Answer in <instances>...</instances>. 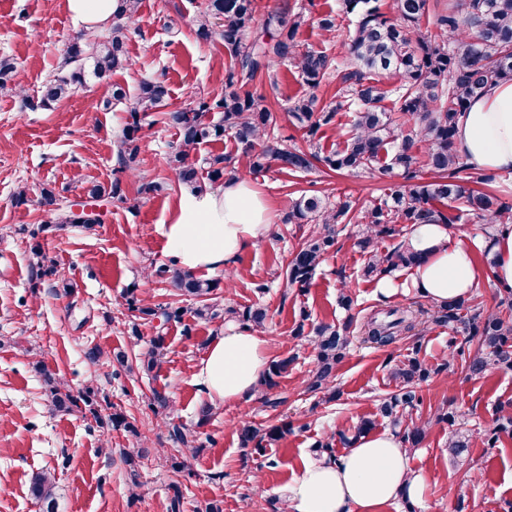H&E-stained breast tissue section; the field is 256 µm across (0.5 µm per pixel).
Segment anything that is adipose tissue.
<instances>
[{
    "label": "adipose tissue",
    "mask_w": 512,
    "mask_h": 512,
    "mask_svg": "<svg viewBox=\"0 0 512 512\" xmlns=\"http://www.w3.org/2000/svg\"><path fill=\"white\" fill-rule=\"evenodd\" d=\"M455 141L473 169L512 178L511 81L487 86L470 102L458 118ZM267 212L264 197L246 179L185 195L177 220L165 228L167 248L183 269H228L268 233ZM408 242L419 261L406 278L382 277L376 288L384 295L404 283L436 304L468 295L478 276L474 254L481 248L490 251L495 281L512 287V224L495 225L488 238L449 224H416ZM268 363L262 333L230 324L209 347L195 382L211 401L235 404L255 391ZM426 481L395 434L372 433L339 459L305 461L284 486L283 498L289 512H385L397 500L418 499Z\"/></svg>",
    "instance_id": "1"
}]
</instances>
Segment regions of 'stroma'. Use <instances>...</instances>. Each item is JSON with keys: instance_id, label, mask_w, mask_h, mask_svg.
I'll return each instance as SVG.
<instances>
[{"instance_id": "obj_1", "label": "stroma", "mask_w": 512, "mask_h": 512, "mask_svg": "<svg viewBox=\"0 0 512 512\" xmlns=\"http://www.w3.org/2000/svg\"><path fill=\"white\" fill-rule=\"evenodd\" d=\"M205 6L206 0H141L136 29L125 42L131 65L112 80L133 95L141 81L158 78L168 97L163 111L142 120V150L130 173L120 171L117 158L128 114L105 104L102 84L90 79L54 108L30 107L80 31L67 0H0V58L13 62L17 87L16 93H0V512H42L29 487L44 473L52 477L57 512H164L175 480L184 495L181 512H206L214 502L224 512H277L282 487L304 461L316 457L318 442L374 417L380 401L399 388L393 366L414 352L427 364L444 363L448 369L421 383L422 404L413 421L447 407L466 429L483 430L493 425L498 403L512 398V371L468 377L460 362L448 359V329L435 325L380 348L354 338L336 369L338 398L325 403L307 392L316 359L315 327L347 316L339 304L342 286L351 288L357 311L429 306L412 290L388 301L379 298L375 279L363 275L366 257L353 224L340 233L309 288H287L286 264L309 231L305 224L284 223L292 199L306 192L332 203L349 196L367 204L383 199L394 185L368 171L340 174L320 165L295 175L274 166L254 177L269 206V232L231 270L198 273L210 280L232 275L230 288L213 293L219 307L267 308L263 331L271 358H296L269 393L277 407L265 406L256 395L234 405L213 404L199 390L193 376L224 325L196 318V301L178 296L154 271L175 265L164 230L192 191L175 177L172 158L179 139L164 114L224 91L222 45L196 36V19ZM310 9L299 41L341 58L339 45L317 24L318 17L335 15L340 35H348L352 25L341 16L339 0H316ZM253 89L278 113L277 135L304 146L302 131L287 116L295 98L312 92L297 73L273 66L271 75L256 78ZM144 179L160 183L161 192L142 193ZM116 180L127 203L106 206L102 223L90 229L53 227L52 213L39 203L42 188L49 187L66 201L86 204L92 185ZM22 189L29 202L19 207L15 194ZM36 240L58 274L34 289L29 263ZM66 283L72 294L64 293ZM131 291L149 297L153 306L173 304L185 313L170 323L142 318L127 308ZM158 335L165 338L163 363L150 374L127 372L106 359L94 364L85 356L96 346L135 358ZM38 361L73 389H97L99 401L127 415L138 435L121 429L106 435L91 415L54 410L33 369ZM156 390L169 397L168 408L153 405ZM206 406L212 414L205 421ZM243 417L264 426L287 421L291 427L259 460L242 448L235 431ZM175 425L194 430L197 451L170 439ZM451 432L447 424L433 425L421 446L409 452L411 466L427 476L416 512H454L460 502L465 512H502L505 501H512V439L494 449L477 441L456 457L448 449ZM133 447L146 451L134 478L121 459L122 449ZM171 457L183 461V472L172 473Z\"/></svg>"}]
</instances>
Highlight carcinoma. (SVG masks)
Segmentation results:
<instances>
[{
	"mask_svg": "<svg viewBox=\"0 0 512 512\" xmlns=\"http://www.w3.org/2000/svg\"><path fill=\"white\" fill-rule=\"evenodd\" d=\"M139 2L123 0L125 8L112 17L108 34L83 31L77 36L45 84L40 107L48 109L65 98L73 85L86 81L88 73L102 80L130 66L124 39L128 27L137 19ZM384 2L341 0L343 13L355 15L356 20L353 32L342 42L345 63L339 66L329 54L304 50L296 40L307 22L305 12L284 17L278 11H270L260 25L256 0H208L198 19L197 35L205 41L217 39L224 47V94L166 113L167 121L181 137L175 171L177 180L184 184L197 183L202 169L215 183L237 178L243 171L259 175L272 162L290 174L309 171L319 163L335 172L368 169L382 177L402 179L387 198L362 207L348 197L332 204L315 194H302L292 201L283 223L308 224L310 231L287 265L285 279L291 286H309L324 256L336 246L340 224L362 226L358 245L367 256L364 275L379 279L417 261L403 239L384 255L375 251L377 240L400 235L399 224H455L463 212L485 220L490 227L512 223V203L487 189L495 182L496 174L471 173L455 146L457 117L468 103L489 84L512 81V0H457L451 11L436 16L432 31L421 27L429 11L428 0H393L387 9ZM259 25L263 35L255 36L253 30ZM276 63L292 66L311 89L332 75L339 79L342 88L335 101L319 109L317 96L311 93L291 103L288 117L312 141L338 112L348 110L352 112L350 138L328 152L313 144L305 151L274 134L277 115L270 110L266 98L255 94L250 85L257 74ZM389 77L397 84L388 86L385 79ZM106 92L129 112L131 122L120 142L119 155L123 162L132 163L141 151V118L163 106L168 89L162 82L150 80L142 82L132 97L118 84L107 85ZM387 100L392 101L393 109L386 107ZM394 111L402 119L394 118ZM212 112L221 114L220 122L209 120ZM226 134L235 141V155L209 156L198 166L188 162L190 152L198 145ZM422 169L429 174L425 181L419 177ZM90 194L94 198L107 197L113 203L126 202L118 180L107 189L95 185ZM41 203L57 205L54 214L58 224L91 228L102 222L98 213L73 211L49 189L43 190ZM455 203L460 208L453 209ZM31 254V283L35 289L55 274V267L40 244L31 248ZM168 279L180 295L188 297L207 296L219 287L218 282L201 280L185 270L172 271ZM468 302L466 297H451L443 305H431L428 312V322L446 327L453 334L448 341V357L461 360L471 377H481L492 369L512 370V288L503 289L496 310L470 306ZM126 304L142 315L156 314L147 299L133 293L127 296ZM224 316L242 329L259 330L264 326L266 311L228 306ZM351 326L349 321L338 326L321 323L315 328L317 364L307 389L328 401L337 397L335 371L346 356ZM415 327L412 313L401 309L387 311L384 319L373 314L362 324L366 341L382 346ZM163 350L164 337L158 335L151 349L138 357L140 369L149 374L160 368ZM418 354L414 351L406 363L394 368L393 376L400 380L401 387L379 407L380 416L395 427L401 425L407 410L418 405L416 386L448 370V363L433 368ZM292 363L290 357L271 361L262 388H275ZM34 370L49 388L57 408L88 413L102 428L122 427L135 432L122 412L102 414L93 387L74 391L41 363H35ZM434 423L452 427L456 414L447 408L437 410L426 420L406 427L400 434L402 443L409 449L419 447ZM375 425V420L365 418L351 437L343 431L336 432L318 443L319 455L333 456L334 443L349 445ZM287 432L286 422L262 428L243 420L238 427L243 447L258 454ZM504 436L512 437L511 400L499 404L494 426L480 435V440L494 448ZM472 438L468 430L458 428L448 441V448L453 455L461 456L471 447ZM31 495L45 512H55L48 475L35 478Z\"/></svg>",
	"mask_w": 512,
	"mask_h": 512,
	"instance_id": "1",
	"label": "carcinoma"
}]
</instances>
